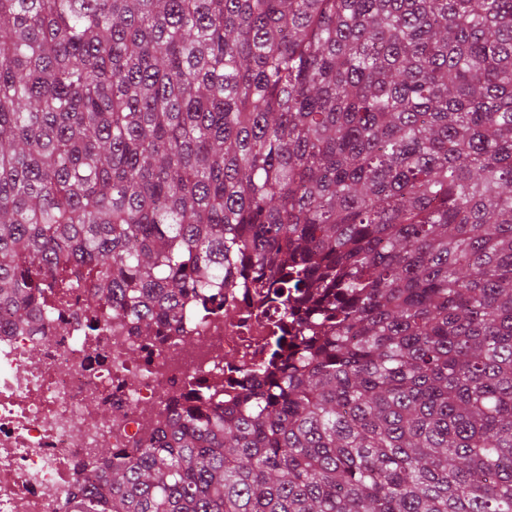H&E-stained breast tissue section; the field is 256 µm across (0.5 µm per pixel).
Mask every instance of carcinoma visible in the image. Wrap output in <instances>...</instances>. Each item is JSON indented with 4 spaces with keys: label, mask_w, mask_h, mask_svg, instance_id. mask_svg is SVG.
Returning a JSON list of instances; mask_svg holds the SVG:
<instances>
[{
    "label": "carcinoma",
    "mask_w": 512,
    "mask_h": 512,
    "mask_svg": "<svg viewBox=\"0 0 512 512\" xmlns=\"http://www.w3.org/2000/svg\"><path fill=\"white\" fill-rule=\"evenodd\" d=\"M273 338L75 512H512V0H0V311Z\"/></svg>",
    "instance_id": "carcinoma-1"
}]
</instances>
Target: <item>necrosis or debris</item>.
<instances>
[{
  "label": "necrosis or debris",
  "instance_id": "necrosis-or-debris-1",
  "mask_svg": "<svg viewBox=\"0 0 512 512\" xmlns=\"http://www.w3.org/2000/svg\"><path fill=\"white\" fill-rule=\"evenodd\" d=\"M80 301L51 305L45 332L0 331V512H73L102 464L146 446L173 410L242 393L273 326L253 284L225 291L185 336L90 331Z\"/></svg>",
  "mask_w": 512,
  "mask_h": 512
}]
</instances>
